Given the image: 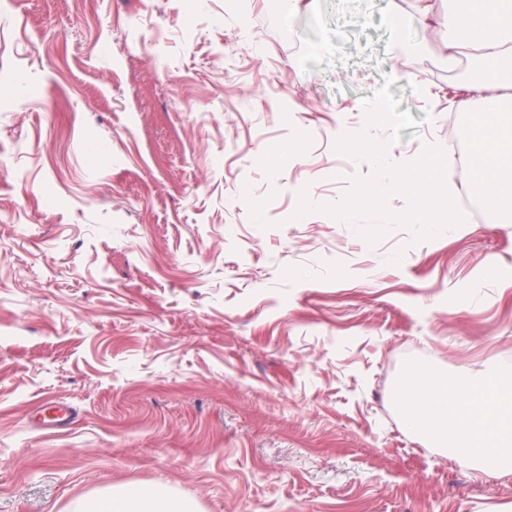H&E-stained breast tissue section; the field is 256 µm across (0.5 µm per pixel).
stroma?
I'll return each instance as SVG.
<instances>
[{
    "mask_svg": "<svg viewBox=\"0 0 512 512\" xmlns=\"http://www.w3.org/2000/svg\"><path fill=\"white\" fill-rule=\"evenodd\" d=\"M0 0V512L158 488L197 512H512V473L402 424L406 376L512 375V222L368 243L336 150L385 78L463 141L444 0ZM299 161L270 166L289 143ZM71 406L44 428V400Z\"/></svg>",
    "mask_w": 512,
    "mask_h": 512,
    "instance_id": "1",
    "label": "stroma"
}]
</instances>
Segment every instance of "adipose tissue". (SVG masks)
Wrapping results in <instances>:
<instances>
[{"label": "adipose tissue", "mask_w": 512, "mask_h": 512, "mask_svg": "<svg viewBox=\"0 0 512 512\" xmlns=\"http://www.w3.org/2000/svg\"><path fill=\"white\" fill-rule=\"evenodd\" d=\"M448 61L473 66L486 100L512 105V0H462L444 18ZM466 192L512 221V131L487 121L466 172ZM402 422L478 468L512 469V378L476 371L451 381L413 373L400 394ZM85 512H193L162 490L135 488L94 498Z\"/></svg>", "instance_id": "1"}]
</instances>
